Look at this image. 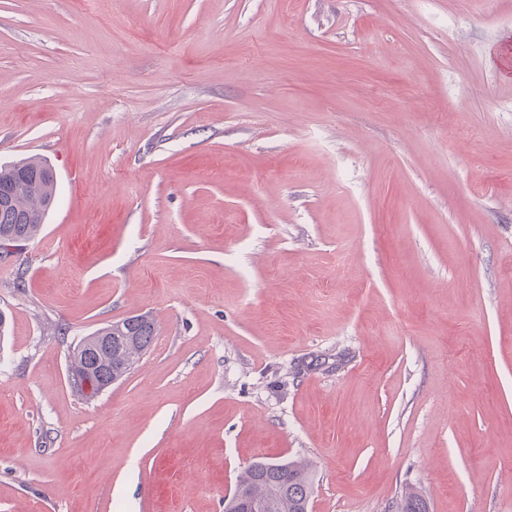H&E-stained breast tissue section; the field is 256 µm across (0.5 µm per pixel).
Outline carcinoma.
Instances as JSON below:
<instances>
[{
    "label": "carcinoma",
    "instance_id": "cac0c4a2",
    "mask_svg": "<svg viewBox=\"0 0 512 512\" xmlns=\"http://www.w3.org/2000/svg\"><path fill=\"white\" fill-rule=\"evenodd\" d=\"M0 242L35 238L56 203V181L46 171V162L28 157L0 165ZM156 325L153 318L139 314L97 329L112 337V349L97 351L88 347L79 352L73 367L91 373L98 381L129 374L134 364L151 346ZM248 500L224 506V512H252L251 505L262 504V512H308L314 476L305 460L289 459L276 467L258 465L239 476ZM395 512H428L419 493L405 492Z\"/></svg>",
    "mask_w": 512,
    "mask_h": 512
}]
</instances>
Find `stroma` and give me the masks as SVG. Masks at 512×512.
Wrapping results in <instances>:
<instances>
[{
  "label": "stroma",
  "instance_id": "1",
  "mask_svg": "<svg viewBox=\"0 0 512 512\" xmlns=\"http://www.w3.org/2000/svg\"><path fill=\"white\" fill-rule=\"evenodd\" d=\"M0 512H512V0H0ZM156 321L96 398L70 345ZM346 354L336 366L337 354ZM46 165L38 157L0 165V243L27 241L40 232L56 203V176ZM118 380L113 379L112 383L109 385H102L98 383L97 381H94L92 378H90V374H80L77 371L73 370L68 365L67 369V383L72 389H81L84 394L91 395L94 394L95 396L99 395L101 392L105 391L109 387H111L113 384H115ZM277 467L246 468L239 484L248 493V500L224 505V512H252L254 502L262 504L258 512H308L314 476L305 460L271 461Z\"/></svg>",
  "mask_w": 512,
  "mask_h": 512
}]
</instances>
